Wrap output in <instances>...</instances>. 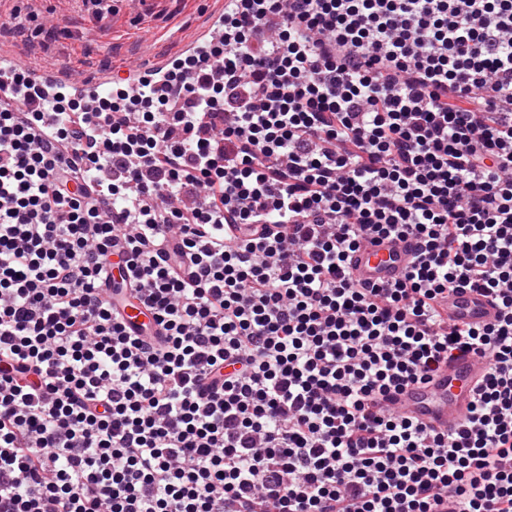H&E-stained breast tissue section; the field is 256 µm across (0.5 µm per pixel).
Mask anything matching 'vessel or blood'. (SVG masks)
<instances>
[{"mask_svg":"<svg viewBox=\"0 0 512 512\" xmlns=\"http://www.w3.org/2000/svg\"><path fill=\"white\" fill-rule=\"evenodd\" d=\"M97 17L111 16L131 8L139 11L158 9L166 0H83ZM174 57L151 56L132 61L120 67L127 89H136L140 80L149 75H161L174 64ZM29 75L39 87L55 89L67 85L76 88L87 100L108 95L112 90L111 77L85 78L77 68L67 70L30 69ZM418 252L416 238L404 240L383 238L362 245L351 256V270L355 279L365 283L391 282L401 278L411 258ZM113 305L119 306L125 322L133 327L153 326L150 313L137 301L113 293ZM444 306L450 321L459 324H486L495 322L499 307L488 295L470 288L450 291ZM488 371L485 358L465 354L450 360L427 381L391 391L387 405L410 416L427 428L437 431H456L462 424L472 403L473 389Z\"/></svg>","mask_w":512,"mask_h":512,"instance_id":"obj_1","label":"vessel or blood"}]
</instances>
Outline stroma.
Here are the masks:
<instances>
[{"label": "stroma", "mask_w": 512, "mask_h": 512, "mask_svg": "<svg viewBox=\"0 0 512 512\" xmlns=\"http://www.w3.org/2000/svg\"><path fill=\"white\" fill-rule=\"evenodd\" d=\"M221 0H168L156 12H120L112 23L96 22L80 0H0V25L21 20L31 41H39L47 25L58 31L55 65L78 63L90 74L111 69L114 59L135 53L141 35L170 28L191 38Z\"/></svg>", "instance_id": "1"}]
</instances>
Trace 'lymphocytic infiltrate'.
<instances>
[{
  "instance_id": "f902f5d3",
  "label": "lymphocytic infiltrate",
  "mask_w": 512,
  "mask_h": 512,
  "mask_svg": "<svg viewBox=\"0 0 512 512\" xmlns=\"http://www.w3.org/2000/svg\"><path fill=\"white\" fill-rule=\"evenodd\" d=\"M9 84L0 512H512V0H224L93 114ZM371 235L401 279H354ZM464 353L457 431L381 405ZM418 252L416 238L403 241L383 238L366 242L351 256V270L355 279L365 283L392 282L400 279L411 258ZM112 306H119L125 322L132 327L155 329V323L148 311L137 301L125 299L116 289H112ZM448 320L459 324H486L495 322L499 307L488 295L470 288L455 289L444 301Z\"/></svg>"
}]
</instances>
